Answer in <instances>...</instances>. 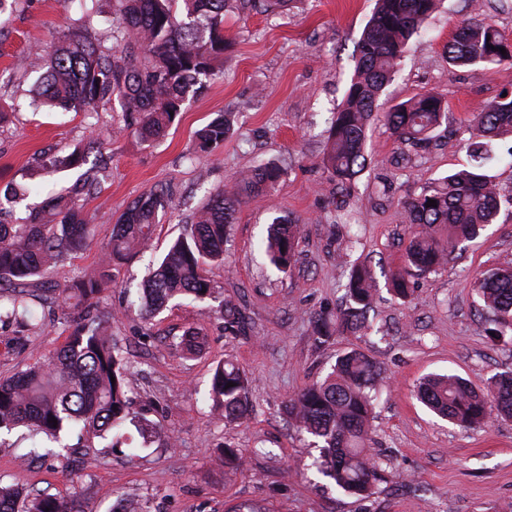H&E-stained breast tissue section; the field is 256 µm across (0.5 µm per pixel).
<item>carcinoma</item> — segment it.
I'll use <instances>...</instances> for the list:
<instances>
[{"label":"carcinoma","mask_w":512,"mask_h":512,"mask_svg":"<svg viewBox=\"0 0 512 512\" xmlns=\"http://www.w3.org/2000/svg\"><path fill=\"white\" fill-rule=\"evenodd\" d=\"M115 23L100 38L77 29L44 58V72L35 89L45 104L75 113L96 112L117 98L136 121L135 132L145 142L164 137L189 98L215 75L212 62L224 54V13L230 10L274 11L290 0H115ZM437 0H377L373 16L358 44L355 73L342 106L331 118L323 157L324 167L343 183L360 176L371 163L366 150L369 122L379 109V97L392 80L408 42L420 32ZM123 43L106 49L102 39ZM506 39L489 20L462 23L448 41V60L456 66L512 63L500 55ZM448 118L440 98L426 91L382 113L384 124L403 144L420 147ZM231 130L230 113L219 114L195 132L196 149L212 151L224 144ZM512 134V99L486 103L474 117L468 149L469 170L448 175L421 195L405 202L414 232L405 250V266L391 279L400 298L411 290V278L433 272L445 263L456 244L473 240L494 223L500 194L483 167L487 142ZM104 144L99 135L67 154L44 157L37 172L76 168ZM281 170L267 162L243 175L231 189L217 191L185 225L183 232L150 270L142 284L145 314L149 317L170 300L213 297L207 266L224 262V247L234 223L239 195L261 193L280 179ZM437 206H426L428 200ZM171 203L168 189L155 186L132 202L112 229L109 254L121 259L144 248L152 238L158 211ZM299 225L276 217L263 246L270 262L285 272L295 260ZM93 240L90 218L68 195L58 196L34 214L28 224H0V318L29 325L35 321L28 287L50 267L64 264L86 250ZM105 272L92 271L76 284L87 302L83 313L70 320V336L51 360L0 380V429L26 426L55 442L66 429L105 437L132 420L126 390V367L108 320L93 307ZM11 289H1L3 283ZM345 306L334 314H320L312 322L321 343L347 332L370 327L377 284L371 271L358 266L345 285ZM479 295L489 320L512 325V268L498 269L479 280ZM204 345L196 331L181 338L182 350L193 355ZM381 375L379 366L358 350L336 359L327 377L300 391L289 401L288 413L297 429L315 438L321 448L318 472L336 487L367 499L382 479L370 454L372 391ZM233 386H227V383ZM250 380L233 362L214 369L210 396L224 412V421L237 423L249 413ZM418 397L434 412L461 427L488 422L491 409L512 418V374L494 378L484 391L452 375H433L418 385ZM57 424H52V421ZM0 512H82L74 499L38 494L23 497L0 487Z\"/></svg>","instance_id":"cac0c4a2"}]
</instances>
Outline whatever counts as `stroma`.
<instances>
[{"label": "stroma", "instance_id": "obj_1", "mask_svg": "<svg viewBox=\"0 0 512 512\" xmlns=\"http://www.w3.org/2000/svg\"><path fill=\"white\" fill-rule=\"evenodd\" d=\"M374 6L375 0H291L276 12L227 13L224 33L232 45L215 60L216 77L151 145L126 127L117 106L85 115L30 105L40 70L26 59L31 50L50 51L74 29L79 0H26L0 13V193L10 185L27 190L6 222L25 223L32 208L61 189L100 180L98 195L78 198L94 224L91 246L49 271L48 282L71 286L104 263L116 220L143 193L162 184L171 196L170 208L157 214L149 248L114 265L95 300L110 314L112 341L128 365L131 444L68 430L61 435L65 451L40 458L32 453L34 439L18 428L0 435L1 485L28 495L75 496L83 512H111L121 497L148 512H225L236 503L266 512H512V419L462 428L416 397L418 382L432 373L481 388L512 371V340L490 339L476 287L482 273L512 267L511 137L492 142L484 167L501 197L495 224L456 247L436 272L415 278L408 298L389 289L408 244L404 201L469 166L465 144L474 113L512 93V64H450L448 42L461 23L488 18L512 43V0H440L410 41L379 108L430 91L447 103V124L416 152L374 121L367 140L372 161L344 186L321 158L328 120L354 73L357 42ZM220 112L234 115L230 136L213 152L192 153L196 130ZM99 133L106 137L103 156L36 175L41 153L71 151ZM270 160L283 174L274 189L239 205L224 261L209 268L213 297L178 299L144 318L140 288L149 261L210 193ZM277 216L300 226L295 262L285 273L259 247ZM358 263L377 281L371 327L319 344L310 319L336 311ZM223 298L237 303L245 332L225 324L217 311ZM77 304L72 297L38 308L36 329L0 321V378L47 360L68 335L64 316ZM189 330L206 337L194 355L178 346ZM352 349L381 368L369 446L386 479L365 500L337 490L316 470L313 437L288 416L289 399ZM226 360L251 380V411L240 424L225 423L209 397L213 370ZM224 446L240 451L230 478L216 463Z\"/></svg>", "mask_w": 512, "mask_h": 512}]
</instances>
